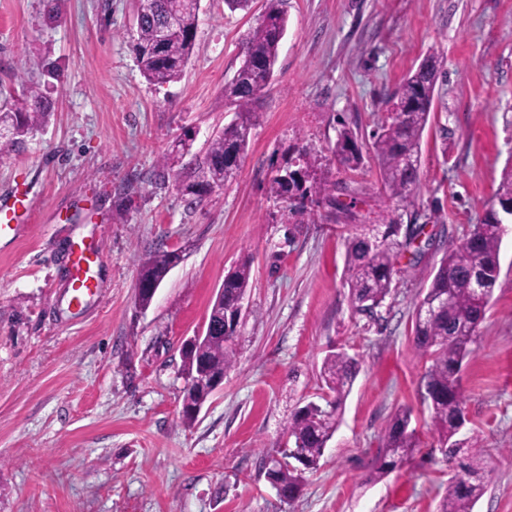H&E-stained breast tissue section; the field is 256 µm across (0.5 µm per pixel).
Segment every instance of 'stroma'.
<instances>
[{
    "mask_svg": "<svg viewBox=\"0 0 512 512\" xmlns=\"http://www.w3.org/2000/svg\"><path fill=\"white\" fill-rule=\"evenodd\" d=\"M136 0H0V85L33 82L54 102L46 125L0 151V197L34 181L33 220L0 243V512H437L453 474L429 430L415 306L446 251L496 205L512 166V0H286L288 27L254 105L234 179L188 205L164 155L185 130L194 151L235 118L224 86L264 9L201 0L181 78L156 86L135 59ZM439 60L419 183L383 192L370 144L403 80ZM359 136L344 171L336 134ZM310 149L330 203L302 214L270 198L277 167ZM423 224L435 235L400 273L380 320L356 314L345 240L364 226ZM95 250L97 293L69 303V247ZM176 250L148 309L141 262ZM252 260L237 361L194 424L181 414L180 344L197 332L227 270ZM463 369L466 422L486 481L473 512H512V232ZM359 373L300 496L279 501L260 468L295 407L317 400L324 356ZM403 407L420 448L369 481Z\"/></svg>",
    "mask_w": 512,
    "mask_h": 512,
    "instance_id": "1",
    "label": "stroma"
}]
</instances>
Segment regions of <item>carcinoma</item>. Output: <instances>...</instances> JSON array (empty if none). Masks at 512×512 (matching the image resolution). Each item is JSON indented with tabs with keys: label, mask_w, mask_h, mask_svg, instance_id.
I'll use <instances>...</instances> for the list:
<instances>
[{
	"label": "carcinoma",
	"mask_w": 512,
	"mask_h": 512,
	"mask_svg": "<svg viewBox=\"0 0 512 512\" xmlns=\"http://www.w3.org/2000/svg\"><path fill=\"white\" fill-rule=\"evenodd\" d=\"M199 2L152 0L151 10L138 22L134 50L138 66L150 83L164 85L179 78L194 51ZM283 4L284 0H264V10L246 38L243 63L233 80L224 85V99L235 106L237 122L225 127L201 155L190 153L194 137L189 130L183 132L175 152L163 160L164 166L176 171L180 190L192 203L224 187L239 169L250 142L256 91L272 78L286 31L287 13ZM172 17L178 20L177 29L165 41H158L159 28ZM438 78V61L429 55L400 87L397 100L404 109L402 118L386 115L373 135L372 149L381 182L390 197L399 202L407 201L418 183L420 140ZM52 110L53 102L36 86L23 89L20 103L13 100L12 93L0 90V146L13 148L22 144L28 135L47 123ZM333 153L348 170L354 171L361 165V148L350 129L339 131ZM189 154L192 161L182 163ZM315 163L311 151L303 149L293 163L301 171V179L290 183L273 176L270 195L294 204L298 211L320 207L327 188L317 175ZM496 215V210L488 209L470 235L440 260L425 295L434 299L447 296L449 304L430 316L423 315L419 306L415 310L414 341L430 361L424 381L440 452L447 462L459 456L468 459L466 474L448 481V495L441 501L438 512H473L485 493L479 467L481 451L456 438L464 422V398L457 374L473 350L471 344L455 339V332L461 325L484 319L486 309L479 302L476 282H482L490 292L497 285L502 228ZM423 231L424 225L416 224L406 230L401 240L400 225L390 224L382 232L373 228L348 241L345 274L354 310L383 306L399 272L400 255ZM179 261L177 251L161 248L141 263L137 281L140 305L151 304V288L162 282ZM251 271V262L244 259L225 274L224 312L212 315L213 329L202 346L183 352L184 373L190 375L203 366L223 374L235 364L242 331L229 339L224 337L219 319L223 313L236 311L239 301L245 299L252 288ZM357 374L358 362L347 353L326 355L320 372L326 388L323 403L309 401L295 408L282 429V436L289 439L297 455L290 459L279 448L262 458L265 476L272 477L284 500L289 502L300 493L303 474L318 465L327 441L336 431L338 412ZM210 395L211 391L205 388H184L182 419L193 422L196 419L193 409L204 404ZM410 424L408 409L393 416L381 437V454L373 478L379 479L400 466L420 446L416 429L410 428Z\"/></svg>",
	"instance_id": "1"
}]
</instances>
